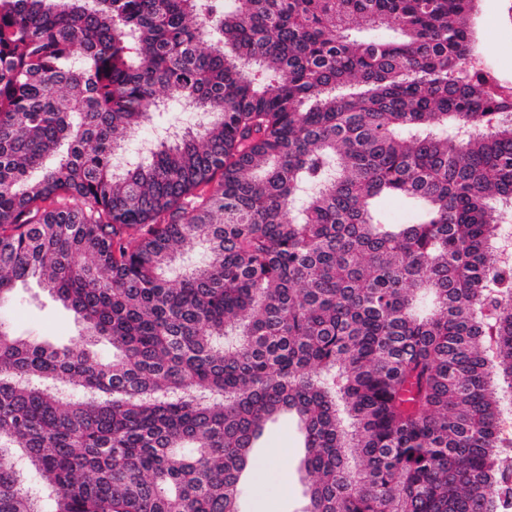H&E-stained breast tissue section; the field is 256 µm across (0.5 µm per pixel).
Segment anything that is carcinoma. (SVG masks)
I'll list each match as a JSON object with an SVG mask.
<instances>
[{"mask_svg": "<svg viewBox=\"0 0 512 512\" xmlns=\"http://www.w3.org/2000/svg\"><path fill=\"white\" fill-rule=\"evenodd\" d=\"M474 9L0 0V309L36 278L84 326L0 319V512H43L25 469L52 512H241L283 415L304 512L512 506V94ZM170 119V116L165 115L158 119L155 124L142 129L135 136L131 137L128 140L127 146L129 157L135 156L137 154V145L141 139L147 138L153 142L162 139L165 136V128L168 126Z\"/></svg>", "mask_w": 512, "mask_h": 512, "instance_id": "carcinoma-1", "label": "carcinoma"}]
</instances>
